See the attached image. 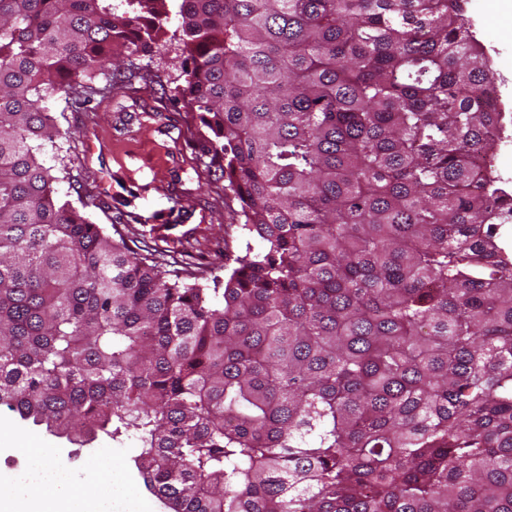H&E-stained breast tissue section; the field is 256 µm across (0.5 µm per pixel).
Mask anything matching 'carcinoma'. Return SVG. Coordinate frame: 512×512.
Instances as JSON below:
<instances>
[{
  "label": "carcinoma",
  "instance_id": "1",
  "mask_svg": "<svg viewBox=\"0 0 512 512\" xmlns=\"http://www.w3.org/2000/svg\"><path fill=\"white\" fill-rule=\"evenodd\" d=\"M167 2L0 0V406L134 437L170 512H512V194L461 0H180V94L259 241L222 288L43 156L50 99L136 77Z\"/></svg>",
  "mask_w": 512,
  "mask_h": 512
}]
</instances>
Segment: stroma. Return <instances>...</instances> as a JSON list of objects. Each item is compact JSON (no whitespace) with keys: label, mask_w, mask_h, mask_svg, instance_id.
I'll list each match as a JSON object with an SVG mask.
<instances>
[{"label":"stroma","mask_w":512,"mask_h":512,"mask_svg":"<svg viewBox=\"0 0 512 512\" xmlns=\"http://www.w3.org/2000/svg\"><path fill=\"white\" fill-rule=\"evenodd\" d=\"M464 18L499 91L506 143L494 166L512 189V7L506 0H467ZM183 60L177 41L163 34L139 59L142 77L78 109L57 94L52 112L64 136L45 159L68 171L55 185L58 199L89 202L90 219L104 230L165 249L177 269L204 270L209 286L224 278L225 245L241 251L246 239L229 234L241 221L240 203L214 180L198 146L209 131L176 92L187 78ZM138 453L134 439L103 433L84 446L71 444L0 406V468L14 472L0 489V512H57L79 498L87 512H168L145 487ZM45 469L55 479L33 498L31 479Z\"/></svg>","instance_id":"35a3bbf8"}]
</instances>
